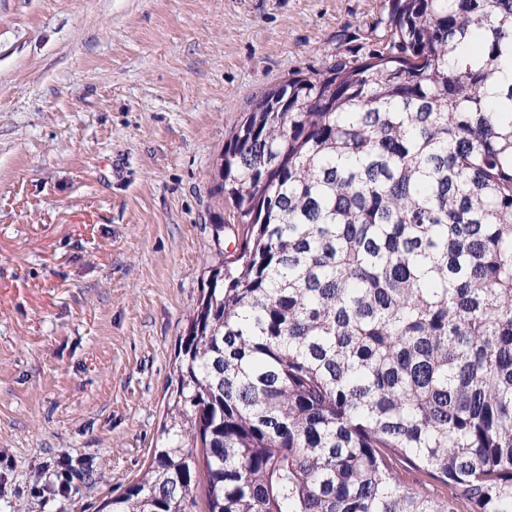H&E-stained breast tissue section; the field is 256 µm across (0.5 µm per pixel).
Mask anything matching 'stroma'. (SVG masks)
<instances>
[{
  "mask_svg": "<svg viewBox=\"0 0 512 512\" xmlns=\"http://www.w3.org/2000/svg\"><path fill=\"white\" fill-rule=\"evenodd\" d=\"M383 4L0 0V512H97L142 477L206 269L242 240L208 180L226 135Z\"/></svg>",
  "mask_w": 512,
  "mask_h": 512,
  "instance_id": "stroma-1",
  "label": "stroma"
}]
</instances>
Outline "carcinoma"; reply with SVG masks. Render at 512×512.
<instances>
[{
    "label": "carcinoma",
    "mask_w": 512,
    "mask_h": 512,
    "mask_svg": "<svg viewBox=\"0 0 512 512\" xmlns=\"http://www.w3.org/2000/svg\"><path fill=\"white\" fill-rule=\"evenodd\" d=\"M385 10L225 139L242 242L99 512H512V0Z\"/></svg>",
    "instance_id": "1"
}]
</instances>
